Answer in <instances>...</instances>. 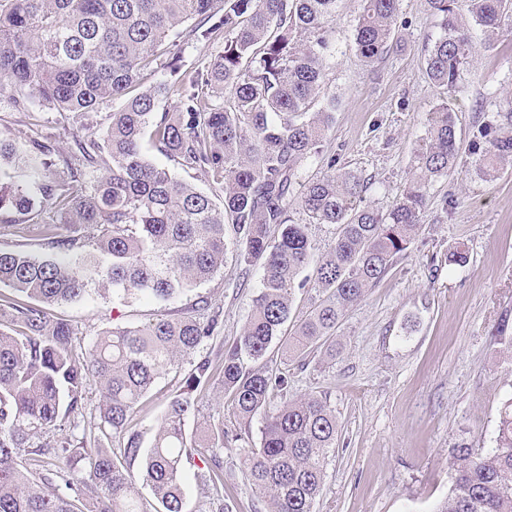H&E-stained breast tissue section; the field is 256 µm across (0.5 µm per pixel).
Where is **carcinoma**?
<instances>
[{"label": "carcinoma", "instance_id": "obj_1", "mask_svg": "<svg viewBox=\"0 0 512 512\" xmlns=\"http://www.w3.org/2000/svg\"><path fill=\"white\" fill-rule=\"evenodd\" d=\"M402 0H362L351 49L367 65L394 50ZM441 35L426 49V74L450 95L478 49L466 21L494 47L512 0H427ZM336 0H0V102L36 103L83 116L112 104L96 135L74 132L63 154L29 127L0 138V212L29 215L47 207L61 224L89 233H42L59 256L39 260L0 251V512H144L137 482L161 512H185L182 473L203 496L196 512H232L224 503V445L239 440L224 420L187 433L191 394L212 378L200 359L185 389L168 403L152 444L129 423L163 373L220 333L221 312L207 300L180 318L164 314L139 326L100 332L82 354L75 327L52 313L89 287L116 295L170 300L224 268V226L233 225L243 260L264 259L261 291L241 336L222 355V384L233 415L260 419L259 447L247 450L252 484L270 512H316L338 424L327 400L288 398V369L259 373L258 360L288 321L298 279L314 265L325 291L281 343L282 364L317 344L332 346L337 325L379 282L414 239L431 182L457 169L456 117L441 103L414 149L415 171L383 214L362 204L364 179L336 169L319 176L336 97H322L336 50ZM223 45L190 69L188 40ZM163 79L145 84L147 76ZM175 102L158 110L160 99ZM154 149L184 170L204 173L222 194H207L147 157ZM471 166L484 181L512 162V115L476 125ZM313 224L337 236L315 254ZM279 229L276 240L270 227ZM98 384V435L78 436L87 386ZM71 433H61L64 427ZM112 440L120 444L113 449ZM452 487L434 512H512V396L499 411L496 445L449 449ZM138 470H133L134 464Z\"/></svg>", "mask_w": 512, "mask_h": 512}]
</instances>
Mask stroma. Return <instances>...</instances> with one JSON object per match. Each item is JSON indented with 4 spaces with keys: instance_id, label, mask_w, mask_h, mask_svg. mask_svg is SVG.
I'll return each mask as SVG.
<instances>
[{
    "instance_id": "1",
    "label": "stroma",
    "mask_w": 512,
    "mask_h": 512,
    "mask_svg": "<svg viewBox=\"0 0 512 512\" xmlns=\"http://www.w3.org/2000/svg\"><path fill=\"white\" fill-rule=\"evenodd\" d=\"M360 8V0H339L333 22L336 52L326 91L342 104L324 159L360 173L365 203L384 212L411 176L413 149L440 102L456 116L462 151L456 172L432 181L410 248L337 327L335 354L318 348L303 364L289 366L288 395L326 397L339 425L317 512H432L451 486L449 448L461 442L494 447L499 408L512 396V360L495 338L501 321L512 322V162L486 182L471 173L467 151L475 121L496 119L498 108L512 101V35L499 36L485 51L484 32L471 26L480 50L462 76L466 93L454 97L426 76L425 49L440 34L427 0H402L398 47L370 67L350 48ZM33 122L58 149L70 150L72 125L58 112L0 105V136ZM460 243L468 249L466 264H449V249ZM0 251L56 255L29 221L0 223ZM262 275V262H244L230 247L223 270L188 295L120 300L93 290L55 312L75 326L74 346L81 350L105 328L180 316L204 297L224 315L222 332L198 351L213 358L240 335ZM190 369L186 363L162 374L143 397L132 420L143 444H150ZM192 397L201 416L236 429L231 397L219 379L200 385ZM259 428L252 422L248 437L224 453V497L233 512L269 510L243 466L245 449L259 445Z\"/></svg>"
}]
</instances>
